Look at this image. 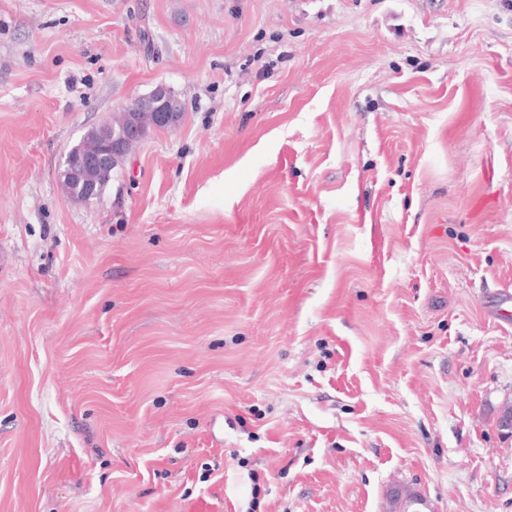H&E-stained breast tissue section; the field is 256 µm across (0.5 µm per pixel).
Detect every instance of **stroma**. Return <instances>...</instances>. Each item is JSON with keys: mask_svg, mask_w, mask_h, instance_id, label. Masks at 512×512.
I'll list each match as a JSON object with an SVG mask.
<instances>
[{"mask_svg": "<svg viewBox=\"0 0 512 512\" xmlns=\"http://www.w3.org/2000/svg\"><path fill=\"white\" fill-rule=\"evenodd\" d=\"M504 288L512 0H0V512H512ZM181 112V103L177 105L172 92L159 85L150 94L135 99L112 121V136L100 130L93 150L84 154L70 152L65 159L64 170H77L82 175L85 191L79 200L96 198L99 185L101 193L116 167L104 173L100 183L95 175L111 165L122 164L135 145L144 139L149 128L168 129L176 126Z\"/></svg>", "mask_w": 512, "mask_h": 512, "instance_id": "obj_1", "label": "stroma"}]
</instances>
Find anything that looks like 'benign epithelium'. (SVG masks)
Instances as JSON below:
<instances>
[{
    "mask_svg": "<svg viewBox=\"0 0 512 512\" xmlns=\"http://www.w3.org/2000/svg\"><path fill=\"white\" fill-rule=\"evenodd\" d=\"M181 112L182 106L176 104L172 92L159 85L150 94L135 99L112 121V133L99 131L93 150L84 154L69 153L64 162L65 170L78 171L85 184V191L79 199L88 201L97 197V175L116 163H123L149 129L176 126Z\"/></svg>",
    "mask_w": 512,
    "mask_h": 512,
    "instance_id": "7a95c632",
    "label": "benign epithelium"
}]
</instances>
